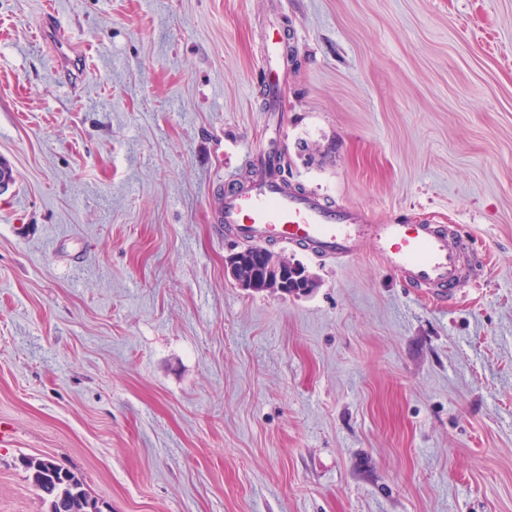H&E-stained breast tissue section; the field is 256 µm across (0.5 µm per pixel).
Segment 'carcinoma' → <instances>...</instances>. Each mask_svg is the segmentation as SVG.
<instances>
[{"mask_svg":"<svg viewBox=\"0 0 512 512\" xmlns=\"http://www.w3.org/2000/svg\"><path fill=\"white\" fill-rule=\"evenodd\" d=\"M260 272L251 256L240 255L237 281L246 275L258 282L262 280ZM25 471L32 486L40 492L46 512H102L98 501L84 488L82 479L70 470L47 458L31 456Z\"/></svg>","mask_w":512,"mask_h":512,"instance_id":"1","label":"carcinoma"}]
</instances>
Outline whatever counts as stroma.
Instances as JSON below:
<instances>
[{"label":"stroma","mask_w":512,"mask_h":512,"mask_svg":"<svg viewBox=\"0 0 512 512\" xmlns=\"http://www.w3.org/2000/svg\"><path fill=\"white\" fill-rule=\"evenodd\" d=\"M268 152L472 281L275 244L315 288L240 287L214 217ZM0 159V512L29 455L105 512H512V0H0ZM43 31L47 37L53 35L51 44L54 47L55 53H58V62H60L62 66L64 64L68 65L77 59V48L67 41L61 31L55 27L52 19L48 16H46L44 20ZM70 54L73 56V59L70 57Z\"/></svg>","instance_id":"obj_1"}]
</instances>
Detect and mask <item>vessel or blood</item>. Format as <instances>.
Here are the masks:
<instances>
[{
    "label": "vessel or blood",
    "instance_id": "obj_1",
    "mask_svg": "<svg viewBox=\"0 0 512 512\" xmlns=\"http://www.w3.org/2000/svg\"><path fill=\"white\" fill-rule=\"evenodd\" d=\"M43 31L59 62L70 63L76 48L52 19H45ZM217 221L242 242L284 243L333 258L354 257L360 242L369 241L408 287L433 288L444 299L454 298L463 283L462 258L472 249L466 236L450 240L448 230L435 224L369 223L359 211L339 210L318 196L289 191L273 171L256 178L247 192L226 191Z\"/></svg>",
    "mask_w": 512,
    "mask_h": 512
}]
</instances>
